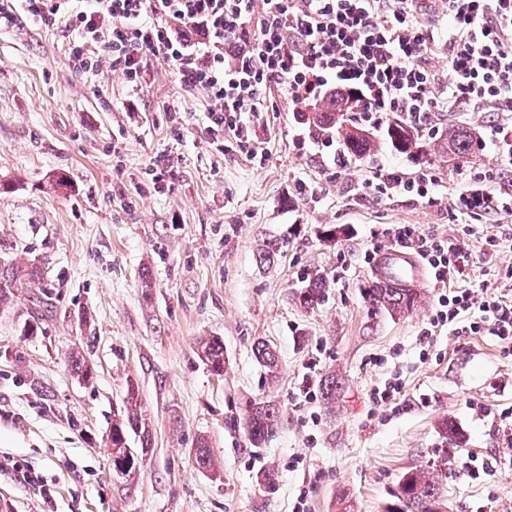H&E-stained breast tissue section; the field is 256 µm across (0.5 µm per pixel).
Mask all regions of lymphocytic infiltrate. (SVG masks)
Segmentation results:
<instances>
[{
    "instance_id": "lymphocytic-infiltrate-1",
    "label": "lymphocytic infiltrate",
    "mask_w": 512,
    "mask_h": 512,
    "mask_svg": "<svg viewBox=\"0 0 512 512\" xmlns=\"http://www.w3.org/2000/svg\"><path fill=\"white\" fill-rule=\"evenodd\" d=\"M27 19L68 39L75 75L121 71L138 87L147 60L171 63L180 87L201 95L218 151L264 165L260 131L269 113L344 94L358 123L400 119L438 134L443 114L488 115L495 168L467 177L448 213L467 222L458 243L414 224L382 235L411 246L432 273L436 304L419 336L428 358L438 328L512 344V271L497 288L472 276L477 221L512 215V0H0V29ZM445 54L447 71L430 64ZM372 199L438 203V180L377 168L362 183Z\"/></svg>"
}]
</instances>
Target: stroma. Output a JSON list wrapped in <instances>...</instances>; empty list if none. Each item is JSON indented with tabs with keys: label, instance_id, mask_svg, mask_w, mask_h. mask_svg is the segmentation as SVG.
Returning a JSON list of instances; mask_svg holds the SVG:
<instances>
[{
	"label": "stroma",
	"instance_id": "obj_1",
	"mask_svg": "<svg viewBox=\"0 0 512 512\" xmlns=\"http://www.w3.org/2000/svg\"><path fill=\"white\" fill-rule=\"evenodd\" d=\"M66 51L60 32L23 20L0 30V264H40L34 294L48 304L34 315L23 295L0 309V512L44 508L15 479L17 460L51 480L55 512H292L302 489L309 512H387L400 476L431 465L448 512H512V351L493 336L443 330L421 359L436 288L396 318L371 314L362 293L364 250L385 225L462 236L445 198L462 188L460 171L493 168L490 149L417 159L387 147L341 170L322 144L298 147L306 129L284 110L262 132L271 157L257 167L217 151L200 97L167 62L150 60L134 91L110 69L72 74ZM170 105L185 113L183 127ZM159 154L171 158L160 191L145 173ZM377 165L430 170L442 203L360 198ZM301 181L312 195L299 194ZM334 225L344 232L332 238ZM272 237L283 248L260 262L257 245ZM471 249L475 278L501 284L512 250L482 240ZM318 272L331 286L302 307L297 290ZM212 336L230 361L220 378L199 356ZM258 340L277 350L276 381L255 359ZM77 349L94 365L93 385L70 374ZM330 374L338 391L327 402L318 390ZM395 376L398 411L375 408L372 389ZM131 386L151 446L123 478L103 435ZM253 400L281 414L259 448L243 428ZM448 419L464 448L442 439ZM202 436L221 475L194 462ZM467 452L484 460L480 478L463 469ZM267 471L274 483L262 482Z\"/></svg>",
	"mask_w": 512,
	"mask_h": 512
}]
</instances>
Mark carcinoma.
Returning <instances> with one entry per match:
<instances>
[{"label":"carcinoma","instance_id":"cac0c4a2","mask_svg":"<svg viewBox=\"0 0 512 512\" xmlns=\"http://www.w3.org/2000/svg\"><path fill=\"white\" fill-rule=\"evenodd\" d=\"M349 104V100L337 95L315 105L311 112L299 113V117L317 136L326 133L342 134L348 153L358 157L372 156L378 151V142L372 133L347 126L344 116L349 111ZM383 138L389 147L404 154L417 153L421 148L417 133L399 121H393L387 125ZM474 141L475 134L472 129L464 126H450L440 143V149L457 158H464L471 153ZM41 280V268L34 263L0 266V308L12 304L16 294ZM328 287L326 278L321 274L304 279L298 291L300 305L312 308L319 304L323 301ZM363 296L372 314L386 313L393 317L408 312L414 307L417 291L370 281L363 288ZM201 352L205 364L212 372L225 370L228 359L221 339L217 337L203 339ZM253 353L257 362L265 369L267 378L270 380L277 378L279 358L276 350L259 340L254 344ZM71 373L74 378L85 384L93 379L87 360L81 353L71 356ZM245 420L248 428L247 439L252 447L259 448L278 428L279 410L266 402H254L249 404ZM131 432L138 435L140 439L141 453L148 452L151 446L150 432L146 428V422L138 404V393L132 387L127 389L122 405L112 413V423L107 435V446L112 448V456L123 455L126 448V443L117 440L116 436L121 434L126 437ZM441 436L454 448L463 444V435L453 423L446 420L441 423ZM193 455L198 469L215 472L214 459L206 438L202 437L197 441ZM393 497L395 507L392 512H435L436 506H442L445 502L438 476L422 468L405 472L397 484Z\"/></svg>","mask_w":512,"mask_h":512}]
</instances>
